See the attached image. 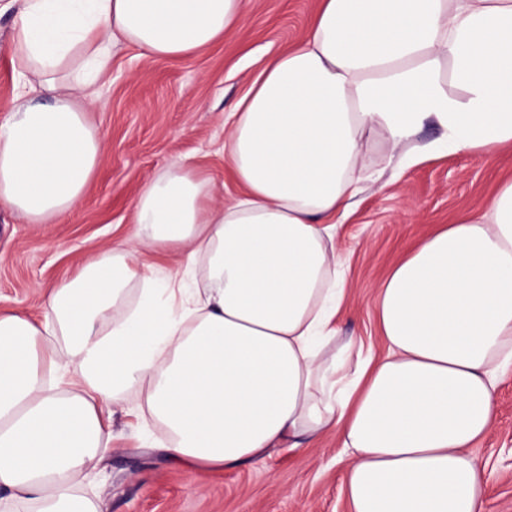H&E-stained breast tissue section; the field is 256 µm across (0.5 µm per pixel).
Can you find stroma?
<instances>
[{
    "label": "stroma",
    "instance_id": "stroma-1",
    "mask_svg": "<svg viewBox=\"0 0 512 512\" xmlns=\"http://www.w3.org/2000/svg\"><path fill=\"white\" fill-rule=\"evenodd\" d=\"M241 27L192 56L151 59L120 53L87 114L103 144L75 211L52 224H29L0 207V310L44 318L50 288L76 276L84 261L108 256L134 235L135 201L161 170L180 166L209 179L218 198L242 193L222 146L224 114L273 53L292 47L312 24L320 0H244ZM15 0H0V121L18 71L9 43ZM512 182V145L492 157L466 153L429 161L394 179L365 184L336 226V251L351 284L342 335L375 353L385 345L369 306L376 285L434 227L477 208ZM498 418L476 453L491 474L485 512H512V378L496 395ZM135 389L110 408L112 449L83 492L103 512H349L335 435L277 448L260 461L217 474L186 473L158 452L165 433Z\"/></svg>",
    "mask_w": 512,
    "mask_h": 512
}]
</instances>
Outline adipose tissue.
I'll use <instances>...</instances> for the list:
<instances>
[{"label":"adipose tissue","mask_w":512,"mask_h":512,"mask_svg":"<svg viewBox=\"0 0 512 512\" xmlns=\"http://www.w3.org/2000/svg\"><path fill=\"white\" fill-rule=\"evenodd\" d=\"M244 0H24L20 90L0 122V206L31 224L73 211L102 155L85 114L112 59L223 38ZM439 135L419 141L424 126ZM243 198L172 168L135 205L137 233L51 289L43 322L0 314V490L28 512H98L80 492L109 451L106 404L145 393L160 450L221 471L336 432L351 512H483L474 448L512 375V182L440 225L377 285L384 354L339 334L349 295L329 218L361 183L512 144V0H322L224 115ZM203 264L156 275L147 249ZM139 297H132V286ZM60 336L64 348L47 347Z\"/></svg>","instance_id":"obj_1"}]
</instances>
